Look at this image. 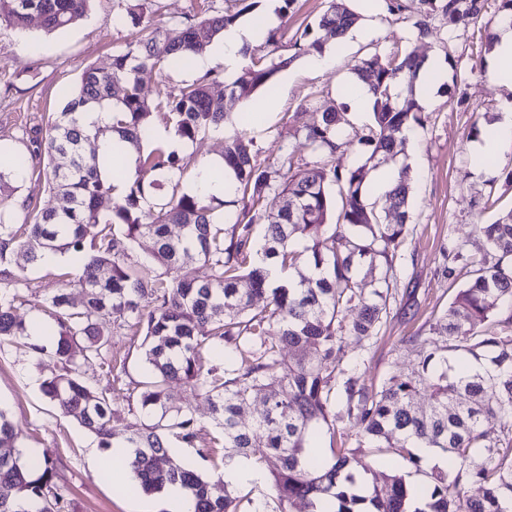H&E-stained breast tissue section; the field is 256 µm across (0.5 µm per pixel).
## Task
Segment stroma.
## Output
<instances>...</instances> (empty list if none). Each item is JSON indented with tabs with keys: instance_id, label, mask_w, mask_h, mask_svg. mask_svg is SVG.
<instances>
[{
	"instance_id": "obj_1",
	"label": "stroma",
	"mask_w": 512,
	"mask_h": 512,
	"mask_svg": "<svg viewBox=\"0 0 512 512\" xmlns=\"http://www.w3.org/2000/svg\"><path fill=\"white\" fill-rule=\"evenodd\" d=\"M143 2L92 0L84 20L52 33L44 32L36 20L23 30L0 22V168L7 167L9 153L20 151L28 156L22 175L12 176L11 189L0 191V208L17 210L19 201L28 196L39 208L56 206L57 199L42 175L46 161L31 155V141L44 133L51 116L65 102V90L74 86L87 66L110 65L113 52L121 49L132 29L129 11ZM350 6L360 16L357 27L344 45L326 47L336 56L335 68L315 70L308 64V55H300L277 73L272 90L248 100L225 98L224 109L234 117L242 112L261 114V126L246 128L260 158L275 159L281 147L288 146L303 164L313 159L302 144L303 128L315 113L345 108L348 124L336 163L347 169L365 161L358 138L372 122L370 108L349 106L355 60L374 53L385 59L413 49L444 69L445 78L423 106L424 123L415 129V148H402L386 164L394 172L409 167L413 176V222L395 260L397 283L390 313L370 348H361L352 340L345 346L346 356L359 363L361 381L377 388L388 377L410 371L420 340L430 337L431 324L468 282L467 267L450 256L453 245L462 246L465 258L480 261L486 246L478 225L492 222L500 210L512 207V187L502 177L512 169V152L495 163L492 174L479 176L469 150L476 132H488L499 120L504 104L512 101V90L492 83L487 68L474 67L481 45L479 28L452 32L438 15L433 19L432 36L420 41L410 24L396 21L370 0H350ZM326 7L327 0H295L288 10L283 0H258L246 18L275 16L271 31L288 41L296 30L315 23ZM223 145V134L215 132L187 143L182 157L189 166L180 179V191H187L199 164L220 156ZM450 267L455 270L451 277L446 274ZM76 273L73 261L65 256L52 265L30 266L21 289L26 301L18 315L48 320L44 299ZM99 326L112 335L111 357L117 362V374L107 376L95 359L85 362L81 371L91 387L114 390V417L123 423L137 405L139 382L147 377L142 339L113 331L108 317L101 318ZM54 370L50 355L33 358L18 345H0V411L14 423L22 447L38 448L53 457L68 512H139L149 502V494L134 487L132 476L117 485L96 471L93 453L99 445L95 436L45 397L42 382Z\"/></svg>"
}]
</instances>
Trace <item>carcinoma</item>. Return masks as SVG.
<instances>
[{
	"instance_id": "obj_1",
	"label": "carcinoma",
	"mask_w": 512,
	"mask_h": 512,
	"mask_svg": "<svg viewBox=\"0 0 512 512\" xmlns=\"http://www.w3.org/2000/svg\"><path fill=\"white\" fill-rule=\"evenodd\" d=\"M91 0H0V21L22 28L34 16L47 31L67 28L82 19ZM487 0H420L414 22L419 38L431 34L430 17L439 13L450 27L467 28L483 18ZM253 0H232L220 14L197 10L174 24L158 25L132 17L137 35L112 55L110 67L87 66L67 93L61 112L44 136L33 140V152L46 158L45 185L58 200L52 209L39 210L31 197L22 200L26 214L23 233L10 215L0 212V344L28 339V324L17 318L22 263L34 264L45 252L75 258L78 276L45 298L56 330L50 346L26 344L33 355L50 352L56 371L43 382V391L66 415L95 434L103 449L120 437L131 448L128 463L138 486L159 492L180 483L195 501L194 512H241L242 499L233 489L215 496L222 476L174 465L169 436L196 447L197 425L189 410L169 406L168 386L183 383L192 397L207 401L217 436L199 451L206 459L224 449V461L253 459L271 470L277 512H293L302 502L308 512H512V447L487 442L494 424L512 422V209L490 224L478 225L487 257L471 270L467 287L433 326L444 338L424 340L410 373L388 378L378 389L360 383L356 364L343 359L345 340L360 345L377 338L389 313L393 258L403 246L412 223L409 206L411 177L403 167L386 193L388 208L381 211L366 188L369 164L394 157L405 140L404 131L423 125V108L409 94L393 96L400 83L413 87L426 60L414 51L383 63L362 58L352 73L365 84L372 111L369 134L359 137L368 148L364 164L353 169L336 166L335 153L344 116L320 113L303 132L315 161L301 165L286 147L273 163L258 159L252 139L239 130L224 136L222 158L234 174L225 190L227 208L216 214L215 198L172 191L145 211L146 194L182 175L188 163L157 146L141 153L149 136V122L157 114L182 140L216 132L232 122L224 112V98L211 91L220 71L212 69L182 88L179 95L150 105L143 88L164 69L190 65L203 50L242 14ZM359 20L346 0H328L317 26L294 34V45L310 52L344 35ZM270 62H257L226 85L238 99L271 89L273 78L296 55L279 54V42L266 40ZM114 113L110 127L89 130L81 114L95 108ZM117 133L121 144L138 151L137 177L123 180L125 191L112 197L115 186L106 177L96 154L83 146ZM101 228L86 240L87 228ZM182 228L180 237L169 225ZM264 225L261 244L253 239V225ZM309 240L305 250L293 247V234ZM152 242L146 258L120 239ZM200 261L211 277L199 281L191 262ZM367 261L378 271L372 287L355 277ZM280 266L284 278L269 280L263 264ZM83 293L75 308L69 289ZM256 295L266 305L252 310ZM359 311L348 319V312ZM112 317V326L132 336H144L149 374L139 384V413L119 428L114 425L111 399L83 379L81 362L97 359L113 373L109 337L98 319ZM208 327L203 333L201 328ZM488 353L483 372L463 375L448 364L459 351ZM288 350L290 360L282 359ZM209 353L224 363L204 360ZM428 403L417 406L421 391ZM260 396L265 409L250 424L240 411ZM343 401V410L336 403ZM347 419L358 427L355 447L332 448L330 458L312 445L316 427L329 418ZM438 448L444 465L425 467L411 449ZM385 450L406 460L427 476L422 489H413L397 473L372 475L366 494L357 493L351 463L365 449ZM15 426L0 411V512H64V495L56 480L54 461L44 454L34 469L21 461ZM473 486L479 493H469Z\"/></svg>"
}]
</instances>
